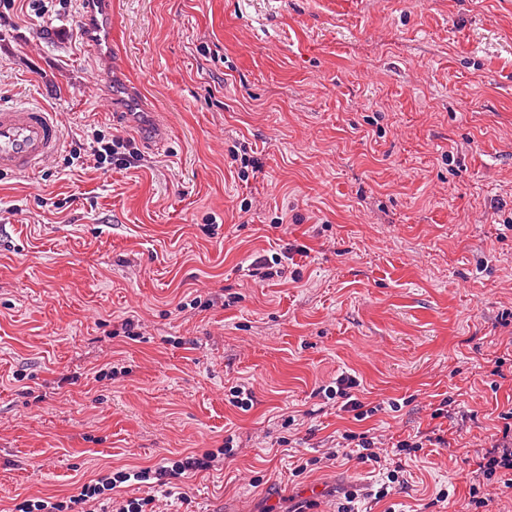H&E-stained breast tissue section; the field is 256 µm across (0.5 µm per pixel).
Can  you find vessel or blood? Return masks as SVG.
I'll return each mask as SVG.
<instances>
[{"instance_id": "1", "label": "vessel or blood", "mask_w": 512, "mask_h": 512, "mask_svg": "<svg viewBox=\"0 0 512 512\" xmlns=\"http://www.w3.org/2000/svg\"><path fill=\"white\" fill-rule=\"evenodd\" d=\"M80 31L87 43L102 48V64L111 65L112 55L104 47L112 42V0H91ZM62 140L47 109L0 104V173L37 172L55 156Z\"/></svg>"}]
</instances>
